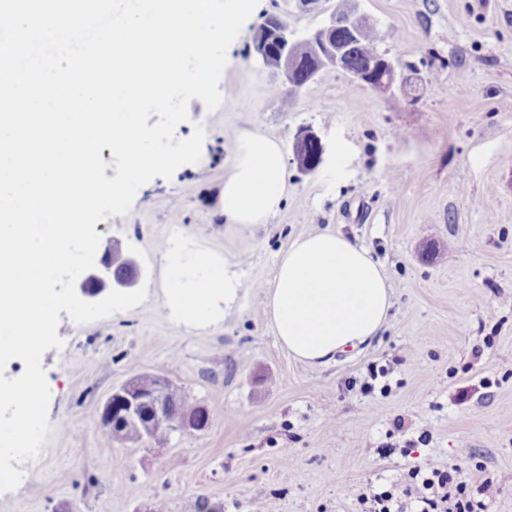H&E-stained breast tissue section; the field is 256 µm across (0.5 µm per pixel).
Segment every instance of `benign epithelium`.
Here are the masks:
<instances>
[{"label":"benign epithelium","instance_id":"7a95c632","mask_svg":"<svg viewBox=\"0 0 512 512\" xmlns=\"http://www.w3.org/2000/svg\"><path fill=\"white\" fill-rule=\"evenodd\" d=\"M366 20L358 16H351L346 20L331 19L329 24L317 28L304 35L310 41L313 48L312 64L309 68L308 80H314L321 71L333 69L346 71L343 62V52L336 45L337 32L346 29L355 32ZM275 40L281 46L279 59L270 58L267 45L260 46L256 54L259 60L265 64H276L283 73L286 83H291L295 76L296 63L290 55V49L297 40L294 33L283 20H278ZM350 76L358 82L369 85L374 79L380 80L388 88L392 89L398 84H404L407 78L399 70V65L392 59L385 57L380 63L370 68L365 73H350ZM167 394V379L157 376L152 385L146 387L137 385V381H129L115 388L107 398L102 412V422L115 439L122 438L127 431L138 429L140 431L149 427L142 419L143 407L148 405L153 408L154 421L165 422L163 407ZM208 412L203 406H198V412L188 415L181 420L169 424L173 432L200 431L207 424Z\"/></svg>","mask_w":512,"mask_h":512}]
</instances>
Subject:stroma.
<instances>
[{"label":"stroma","mask_w":512,"mask_h":512,"mask_svg":"<svg viewBox=\"0 0 512 512\" xmlns=\"http://www.w3.org/2000/svg\"><path fill=\"white\" fill-rule=\"evenodd\" d=\"M386 32L381 53L420 90L378 92L342 71L294 98L280 71L248 53L252 27L278 15L297 34L327 25L336 0H260L236 39L219 89L176 128L206 131L198 163L142 186L130 212L97 222L94 270L111 245L133 261L146 300L87 323L61 314V349L42 356L51 431L0 512H362L345 493L405 485L426 460L491 479L489 512H512V0H352ZM324 146L312 172L292 144ZM259 132L284 149L288 195L267 223L221 212L234 135ZM369 248L394 289L379 336L321 366L276 342L257 292L278 253L323 229ZM188 242L236 264L242 290L220 322L189 328L163 308L164 248ZM386 369L360 392L369 369ZM156 374L210 411L200 432L165 447L113 439L98 420L112 390ZM471 456L460 454L461 446Z\"/></svg>","instance_id":"1"}]
</instances>
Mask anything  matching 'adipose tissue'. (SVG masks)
I'll list each match as a JSON object with an SVG mask.
<instances>
[{
	"instance_id": "adipose-tissue-1",
	"label": "adipose tissue",
	"mask_w": 512,
	"mask_h": 512,
	"mask_svg": "<svg viewBox=\"0 0 512 512\" xmlns=\"http://www.w3.org/2000/svg\"><path fill=\"white\" fill-rule=\"evenodd\" d=\"M287 194L281 145L260 133L240 135L236 163L224 179L225 217L241 225L266 223ZM165 260L164 307L174 319L210 321L236 301L241 282L229 261L178 245L166 248ZM264 298L281 347L304 364L320 366L378 335L393 306V289L368 248L325 230L297 237L279 253Z\"/></svg>"
}]
</instances>
